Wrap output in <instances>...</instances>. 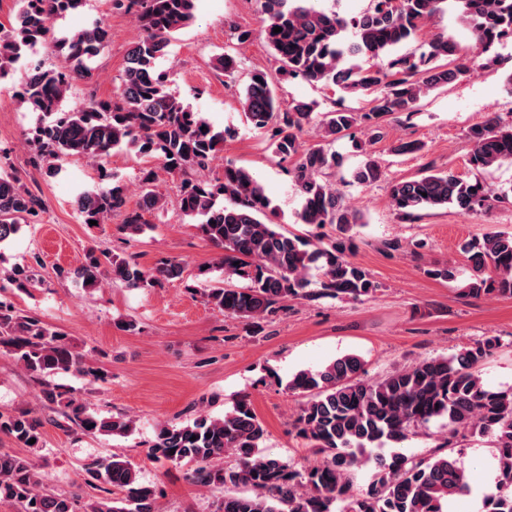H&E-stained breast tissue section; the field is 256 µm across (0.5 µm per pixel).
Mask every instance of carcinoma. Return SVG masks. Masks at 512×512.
Segmentation results:
<instances>
[{
  "label": "carcinoma",
  "instance_id": "1",
  "mask_svg": "<svg viewBox=\"0 0 512 512\" xmlns=\"http://www.w3.org/2000/svg\"><path fill=\"white\" fill-rule=\"evenodd\" d=\"M83 0H26L10 28L0 24V80L23 54L52 38L50 19L79 8ZM264 16L263 36L281 62V75L334 86L344 92L372 96L366 112L332 109L321 113L322 142L303 147L299 135L314 121L315 104L295 101L281 109L268 74L251 73L241 103L253 126L270 131V146L286 160L302 198L297 214L302 224L336 227L325 243L287 236L267 220L270 200L263 186L245 168L224 162V174L212 184L196 178L224 146L201 113L186 106L168 88L167 72L157 60L174 34L193 18L194 0H113V6L137 16L142 37L129 50L126 67L113 98L92 99L63 112L60 103L73 83L91 76V62L109 40L103 22L58 40L69 67H28L16 91L23 102L50 121L29 132L35 162L53 172L69 156H85L103 164L114 149H133L162 161L164 170L180 179L179 206L198 220L201 237L220 251L224 282L206 289L207 303L224 316L254 321L286 309L285 301L321 296L359 300L377 290L370 274L348 259L354 249L352 230L361 223L345 207L333 185L322 180L341 158L327 144L389 112H414L421 97L459 80L475 62L488 68L503 59L497 48L512 42V0H370L362 13L344 17L318 10L309 0H257ZM454 7L480 48V59L457 56V45L435 35L410 52L394 49L416 39L423 23ZM282 28L279 33L273 32ZM359 58L362 63L350 65ZM473 147L468 164L476 171L512 162V127L492 117L469 130ZM0 150V242L16 234L20 223L43 211L41 197L11 171ZM383 176L381 165L366 158L353 172L358 184ZM145 194L136 207H126L123 186L108 177L77 197L82 222L105 224L119 212L120 230L144 231V214L159 208L163 196L155 189L153 169L142 172ZM227 200L216 206V199ZM394 209L413 218L426 209L451 207L462 216L487 212L500 194L484 181L465 180L451 171H429L390 186ZM470 274L463 295H495L512 299V233L485 235L462 247ZM13 268L9 279L18 288L37 281L35 267ZM177 259L146 271L131 260L91 249L73 270L83 286L105 279L128 288L154 286L182 279ZM495 345L465 348L453 356L431 357L377 378L365 377L355 354L336 358L316 370H300L288 389L302 394L296 419L299 434L313 443L322 458L313 465L290 463L262 451L265 430L249 399L242 397L221 417L200 414L181 425L159 429L149 455L190 466V479L208 489L222 487L214 512H448V504L472 493L465 468L445 451L428 457L395 450L398 444L430 423L442 420L455 436L470 432L493 444L497 460L496 491L482 497L480 512H512V388L487 386L479 366ZM0 351L11 356L40 381V399L52 415L48 421L68 433L125 436L135 422L129 417L103 416L86 402L68 396L47 380L71 369L98 377L61 332L18 309L0 294ZM43 416L34 410L0 413V434L27 453L0 451V499L17 512H159L156 489L139 480L134 466L117 454L93 458L85 471L110 487L112 497L86 504L50 488L32 454L43 446ZM35 443H29V440ZM378 453L371 457L368 450ZM230 456L233 464L221 466ZM373 463L374 479L351 493L354 474Z\"/></svg>",
  "mask_w": 512,
  "mask_h": 512
}]
</instances>
